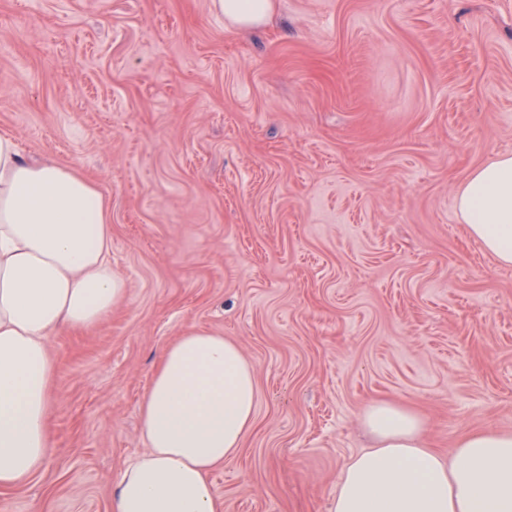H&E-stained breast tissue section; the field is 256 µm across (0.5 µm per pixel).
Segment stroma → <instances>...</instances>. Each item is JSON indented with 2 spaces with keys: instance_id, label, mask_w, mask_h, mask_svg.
<instances>
[{
  "instance_id": "35a3bbf8",
  "label": "stroma",
  "mask_w": 512,
  "mask_h": 512,
  "mask_svg": "<svg viewBox=\"0 0 512 512\" xmlns=\"http://www.w3.org/2000/svg\"><path fill=\"white\" fill-rule=\"evenodd\" d=\"M6 132L97 184L126 295L53 337L54 451L0 512H109L191 327L259 389L224 512H327L379 398L447 455L512 431V267L454 208L512 155V0H277L251 31L211 0H0Z\"/></svg>"
}]
</instances>
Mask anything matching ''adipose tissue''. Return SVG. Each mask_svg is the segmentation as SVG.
<instances>
[{
	"mask_svg": "<svg viewBox=\"0 0 512 512\" xmlns=\"http://www.w3.org/2000/svg\"><path fill=\"white\" fill-rule=\"evenodd\" d=\"M236 29L266 23L274 0H211ZM482 249L512 266V156L472 171L455 199ZM108 203L86 176L26 161L0 135V489L26 484L52 452L59 369L51 339L99 324L125 296L108 261ZM258 404L253 367L220 333L189 328L164 347L140 403L147 448L121 472L110 512H223L210 480L237 457ZM372 446L352 458L328 512H512V433L472 431L443 458L424 419L368 406Z\"/></svg>",
	"mask_w": 512,
	"mask_h": 512,
	"instance_id": "ef3b65f1",
	"label": "adipose tissue"
}]
</instances>
